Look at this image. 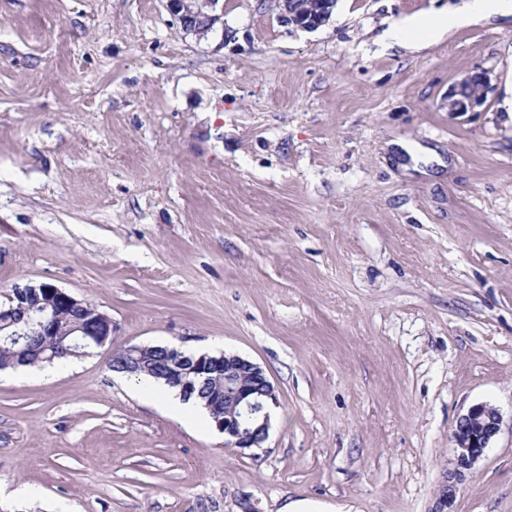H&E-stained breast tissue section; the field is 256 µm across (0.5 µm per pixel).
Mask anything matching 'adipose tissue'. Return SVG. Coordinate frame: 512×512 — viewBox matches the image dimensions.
<instances>
[{
    "label": "adipose tissue",
    "instance_id": "obj_1",
    "mask_svg": "<svg viewBox=\"0 0 512 512\" xmlns=\"http://www.w3.org/2000/svg\"><path fill=\"white\" fill-rule=\"evenodd\" d=\"M512 13V0H467L459 13H439L405 18L390 27L389 38L395 43L407 40H430L474 16Z\"/></svg>",
    "mask_w": 512,
    "mask_h": 512
}]
</instances>
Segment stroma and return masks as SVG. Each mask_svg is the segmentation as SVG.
<instances>
[{
	"mask_svg": "<svg viewBox=\"0 0 512 512\" xmlns=\"http://www.w3.org/2000/svg\"><path fill=\"white\" fill-rule=\"evenodd\" d=\"M183 30L165 0H0V305L50 283L112 319L72 370H0V498L23 512H433L452 430H501L455 512H512V15L277 0ZM489 71L475 112L448 89ZM392 139L433 150L412 162ZM129 345L232 352L277 403L225 446L114 374ZM283 19L297 28L315 30L330 21L336 0H281ZM512 13L511 0H468L459 13H439L405 18L390 27L388 37L401 44L406 40H430L474 16Z\"/></svg>",
	"mask_w": 512,
	"mask_h": 512,
	"instance_id": "stroma-1",
	"label": "stroma"
}]
</instances>
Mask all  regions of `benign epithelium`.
<instances>
[{
	"mask_svg": "<svg viewBox=\"0 0 512 512\" xmlns=\"http://www.w3.org/2000/svg\"><path fill=\"white\" fill-rule=\"evenodd\" d=\"M220 0H166L187 32L205 35L216 24L224 23V13L216 12ZM283 19L297 28L315 30L330 21L336 0H282ZM492 90L486 70L476 71L448 89V111L474 112ZM12 305L0 312V329H8L7 338L15 343L27 336H57L64 315L77 313L80 319L71 330L80 333L94 346L102 347L112 339V319L89 302L79 300L50 283H16L10 296ZM151 346L131 345L124 350L138 354L137 361H126L120 370L131 373ZM166 357V380L188 396L212 377L224 379V388L208 392L206 404L213 414L215 428L224 433L225 444L241 450L259 448L268 437L269 404L277 403L274 387L264 370L236 354L185 356L176 348L161 347ZM499 410L487 403L476 404L460 415L452 433L454 457L448 468L434 512H454L458 485L472 473L485 449L499 433Z\"/></svg>",
	"mask_w": 512,
	"mask_h": 512,
	"instance_id": "1",
	"label": "benign epithelium"
}]
</instances>
